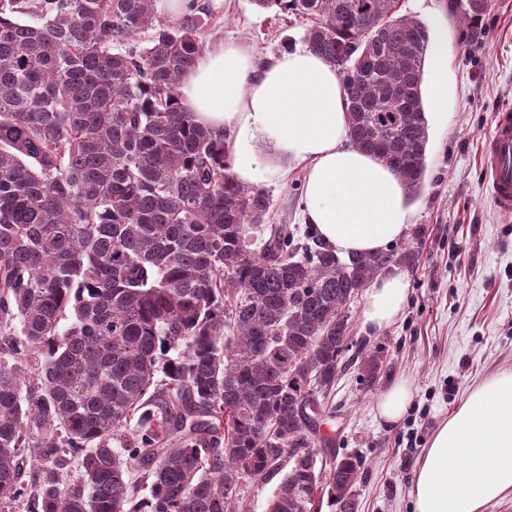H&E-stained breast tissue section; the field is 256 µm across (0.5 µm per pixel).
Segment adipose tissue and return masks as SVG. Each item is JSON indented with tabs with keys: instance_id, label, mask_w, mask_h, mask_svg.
Masks as SVG:
<instances>
[{
	"instance_id": "ef3b65f1",
	"label": "adipose tissue",
	"mask_w": 512,
	"mask_h": 512,
	"mask_svg": "<svg viewBox=\"0 0 512 512\" xmlns=\"http://www.w3.org/2000/svg\"><path fill=\"white\" fill-rule=\"evenodd\" d=\"M180 92L197 123L224 132L240 184L255 183L263 145L304 170L303 220L337 254H378L404 236V187L350 145L345 89L335 68L309 49L295 47L261 66L242 45L218 39ZM407 296L403 275L374 280L363 326L387 328ZM410 495L414 512H488L512 497V371L486 378L437 426L412 472Z\"/></svg>"
}]
</instances>
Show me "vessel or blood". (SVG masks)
<instances>
[{"label": "vessel or blood", "mask_w": 512, "mask_h": 512, "mask_svg": "<svg viewBox=\"0 0 512 512\" xmlns=\"http://www.w3.org/2000/svg\"><path fill=\"white\" fill-rule=\"evenodd\" d=\"M481 164L491 183V196L498 210L512 213V116H500L486 141Z\"/></svg>", "instance_id": "b4317fda"}]
</instances>
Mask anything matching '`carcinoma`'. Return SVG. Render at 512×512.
I'll list each match as a JSON object with an SVG mask.
<instances>
[{"label": "carcinoma", "mask_w": 512, "mask_h": 512, "mask_svg": "<svg viewBox=\"0 0 512 512\" xmlns=\"http://www.w3.org/2000/svg\"><path fill=\"white\" fill-rule=\"evenodd\" d=\"M252 2L310 21L353 144L418 191L428 27L403 0ZM489 8L450 3L471 42ZM207 26L196 0L172 21L160 0H0L7 512H247L242 483L284 467L268 512H358L362 460L317 467L334 444L324 398L348 305L389 257L298 245L286 224L254 247L269 196L233 178L224 133L180 104ZM359 354L370 389L383 361Z\"/></svg>", "instance_id": "carcinoma-1"}]
</instances>
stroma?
Masks as SVG:
<instances>
[{"label":"stroma","mask_w":512,"mask_h":512,"mask_svg":"<svg viewBox=\"0 0 512 512\" xmlns=\"http://www.w3.org/2000/svg\"><path fill=\"white\" fill-rule=\"evenodd\" d=\"M403 11L432 27L446 22L447 33L434 31L430 47L448 54V100L446 111L426 115V176L408 197V228L394 244L417 258L383 269L405 275L404 309L391 326L372 332L362 325V297L349 304L353 345L379 353L380 380L363 388L357 369H348L327 403L334 416L323 431L335 434L336 453L362 460L360 512H413L411 474L434 430L472 388L512 370V215L495 207L480 163L498 115L512 108V0H491L476 43L464 41L449 0H404ZM208 18V38L245 45L261 63L303 44L308 25L259 11L252 0H224ZM262 158L256 186L270 197L272 223L304 238L311 227L301 215L303 171L295 166L282 177L270 148ZM398 380L410 384L413 398L402 420L389 425L375 406Z\"/></svg>","instance_id":"1"}]
</instances>
